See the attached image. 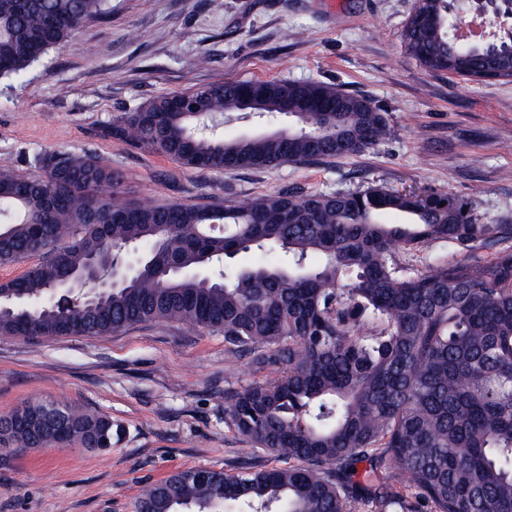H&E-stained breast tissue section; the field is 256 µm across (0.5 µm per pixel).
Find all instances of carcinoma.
<instances>
[{
  "label": "carcinoma",
  "mask_w": 512,
  "mask_h": 512,
  "mask_svg": "<svg viewBox=\"0 0 512 512\" xmlns=\"http://www.w3.org/2000/svg\"><path fill=\"white\" fill-rule=\"evenodd\" d=\"M108 0H0V81L19 80ZM457 0H414L406 55L431 74L459 67L512 81V30L496 46L450 34ZM186 97L196 111L176 98ZM293 113L285 129L202 136L195 112ZM388 133L374 102L325 82H213L122 112L105 135L191 168L272 169L351 156ZM0 165V266L39 256L0 285V336L99 338L169 321L224 336L265 373L225 393V420L287 467L177 470L146 484L135 512H512V246L487 264L439 262L404 275L402 253L434 241L470 249L512 229L479 224L446 191L279 190L240 205L120 200L122 175L87 153ZM142 249L125 285L80 301L93 258ZM278 259L237 265L242 253ZM34 400L0 417V448L110 451L106 414ZM366 464L359 476L357 464Z\"/></svg>",
  "instance_id": "cac0c4a2"
}]
</instances>
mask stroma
<instances>
[{"label": "stroma", "mask_w": 512, "mask_h": 512, "mask_svg": "<svg viewBox=\"0 0 512 512\" xmlns=\"http://www.w3.org/2000/svg\"><path fill=\"white\" fill-rule=\"evenodd\" d=\"M413 0H110L22 81L0 82V164L34 173L45 151H86L123 177L130 198L208 204L284 188L447 191L481 224L512 227V82L433 75L406 56ZM333 84L369 97L389 132L359 154L271 170L202 172L107 138L122 112L226 80ZM506 243L466 251L436 241L397 262H490ZM224 338L173 322L112 335L0 336V416L41 398L105 413L124 434L112 452L0 451V512H134L147 481L177 470L285 466L224 420V393L257 380Z\"/></svg>", "instance_id": "stroma-1"}]
</instances>
